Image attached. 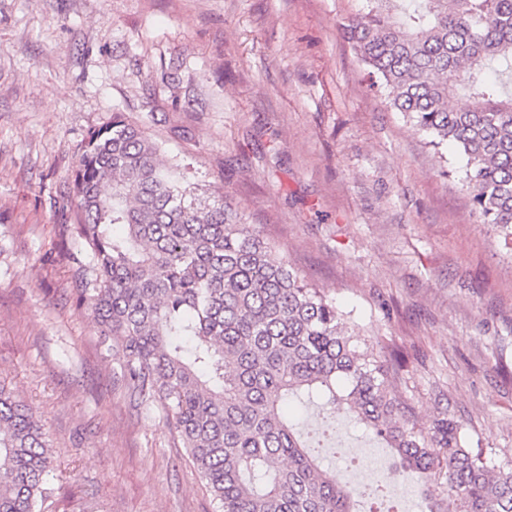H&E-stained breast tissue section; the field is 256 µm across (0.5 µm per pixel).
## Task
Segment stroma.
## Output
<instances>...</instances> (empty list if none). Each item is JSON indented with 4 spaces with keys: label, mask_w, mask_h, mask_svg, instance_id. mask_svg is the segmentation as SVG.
Returning a JSON list of instances; mask_svg holds the SVG:
<instances>
[{
    "label": "stroma",
    "mask_w": 512,
    "mask_h": 512,
    "mask_svg": "<svg viewBox=\"0 0 512 512\" xmlns=\"http://www.w3.org/2000/svg\"><path fill=\"white\" fill-rule=\"evenodd\" d=\"M363 0H0V380L52 447L37 512H213L164 412L120 378L73 273L70 193L120 112L192 163L323 288L419 421L445 413L512 465V249L390 109L340 25ZM320 455L359 512H423L419 474L351 418Z\"/></svg>",
    "instance_id": "1"
}]
</instances>
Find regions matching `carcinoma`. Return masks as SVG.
Returning a JSON list of instances; mask_svg holds the SVG:
<instances>
[{"mask_svg": "<svg viewBox=\"0 0 512 512\" xmlns=\"http://www.w3.org/2000/svg\"><path fill=\"white\" fill-rule=\"evenodd\" d=\"M341 31L389 107L457 148L472 210L512 247V0H364ZM74 187L77 303L217 512H354V490L288 419L307 401L352 415L421 474L425 512H512V467L492 471L444 415L419 424L393 385L398 355L362 348L324 290L142 125L115 112L93 129ZM50 464L35 412L0 381V512H36Z\"/></svg>", "mask_w": 512, "mask_h": 512, "instance_id": "cac0c4a2", "label": "carcinoma"}]
</instances>
